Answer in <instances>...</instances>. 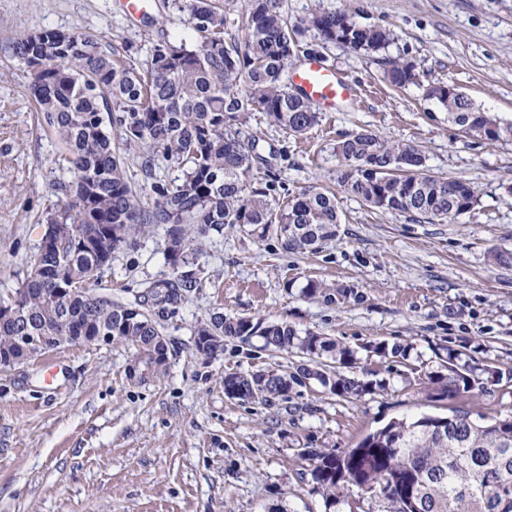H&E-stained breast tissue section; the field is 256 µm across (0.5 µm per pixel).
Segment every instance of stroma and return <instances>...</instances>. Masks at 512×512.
<instances>
[{
    "label": "stroma",
    "mask_w": 512,
    "mask_h": 512,
    "mask_svg": "<svg viewBox=\"0 0 512 512\" xmlns=\"http://www.w3.org/2000/svg\"><path fill=\"white\" fill-rule=\"evenodd\" d=\"M279 7L296 32L292 65L318 56L358 94L320 113L300 136L249 113L246 129L262 157L256 181L274 179L282 202L336 187L337 140L368 129L414 142L432 173L470 182L477 204L431 224L341 192L338 232L313 254L284 250L273 236L209 233L195 261L201 287L158 319L169 347L163 378L131 381L133 350L120 341L65 344L0 369V512H350L361 490L345 486L341 503L327 506L306 450L342 452L390 420L420 413L512 417V267L491 257L512 252V141L458 130L430 93L449 84L482 111L512 119V0H279ZM317 9L345 11L394 38L370 54L324 41L307 24ZM185 18L173 0H150L135 22L120 0H0V297L21 286L44 231L41 215L58 201L50 185L59 146L34 108L13 42L41 29L80 30L141 62L151 46L174 40ZM388 58L411 61L417 82L392 86ZM169 271L165 230L154 226L113 253L96 291L137 305L146 285ZM310 279L352 294L340 305L307 299ZM215 314L286 322L355 348L401 344L408 357L403 364L361 357L355 374L384 386L358 397L312 383L267 403L233 400L225 374L290 372L303 356L228 339L218 356L201 357L194 331ZM457 351L497 370L486 393L447 398L416 381L413 367L439 370Z\"/></svg>",
    "instance_id": "35a3bbf8"
}]
</instances>
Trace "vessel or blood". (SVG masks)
<instances>
[{
	"mask_svg": "<svg viewBox=\"0 0 512 512\" xmlns=\"http://www.w3.org/2000/svg\"><path fill=\"white\" fill-rule=\"evenodd\" d=\"M291 79L310 102L327 112L353 95V83L337 76L315 56L295 67Z\"/></svg>",
	"mask_w": 512,
	"mask_h": 512,
	"instance_id": "b4317fda",
	"label": "vessel or blood"
}]
</instances>
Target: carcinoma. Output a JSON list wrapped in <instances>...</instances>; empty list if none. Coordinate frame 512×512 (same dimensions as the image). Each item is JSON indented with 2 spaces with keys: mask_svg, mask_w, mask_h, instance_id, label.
I'll use <instances>...</instances> for the list:
<instances>
[{
  "mask_svg": "<svg viewBox=\"0 0 512 512\" xmlns=\"http://www.w3.org/2000/svg\"><path fill=\"white\" fill-rule=\"evenodd\" d=\"M244 45L224 41V13L215 0H186L187 28L192 39L153 45L141 63L107 53L89 32L43 29L19 38L13 54L26 66L30 91L41 121L64 148L55 160L62 177L53 182L65 203L47 212L56 250L30 261V289L25 303L28 332L51 328L65 343L82 332L110 336L133 349L150 366V375L166 373L167 360L157 321L144 311L125 315V305L104 295L96 304L83 297L64 307L58 288L92 289L112 261V253L135 244L153 225L166 228L165 253L171 272L149 283L145 297L159 311L179 305L185 294L202 287L187 250L193 239L224 228L264 237L276 234L285 248L313 251L336 237L340 224L335 193L307 190L284 206L270 200L274 183L252 178L259 159L255 140L233 126L248 113L263 112L269 122L293 135H303L318 122V112L300 93L282 84L297 52L294 33L281 15L278 0H243ZM309 25L326 41L355 51L377 52L391 42L382 28L353 23L341 11L316 12ZM386 76L395 86L416 79L411 62H386ZM448 109V121L467 130L477 125L482 110L460 92L432 89ZM107 116H102V113ZM119 129V140L143 149L145 183L126 175L125 157L112 146L106 125ZM342 190L388 212H400L428 223L444 222L473 209L477 195L470 183L430 173L417 146L384 140L360 130L336 143ZM176 169L181 175L169 177ZM305 297L326 305L348 298V289L309 279ZM214 336L259 337L277 351L327 356L345 368L356 351L339 341L299 331L292 325L265 323L250 317L214 315L200 322L195 348ZM372 351L407 358L408 346L380 344ZM447 373L423 376L449 397L483 393L492 372L476 369L454 356ZM314 379L332 394L358 397L371 383L335 369L306 364L291 373L275 370L236 373L228 386L242 400L270 402L295 385ZM430 414L396 419L366 435L342 454L310 449L313 476L325 501L340 499L351 484L381 498V512H512V420L477 423L465 413Z\"/></svg>",
  "mask_w": 512,
  "mask_h": 512,
  "instance_id": "carcinoma-1",
  "label": "carcinoma"
}]
</instances>
